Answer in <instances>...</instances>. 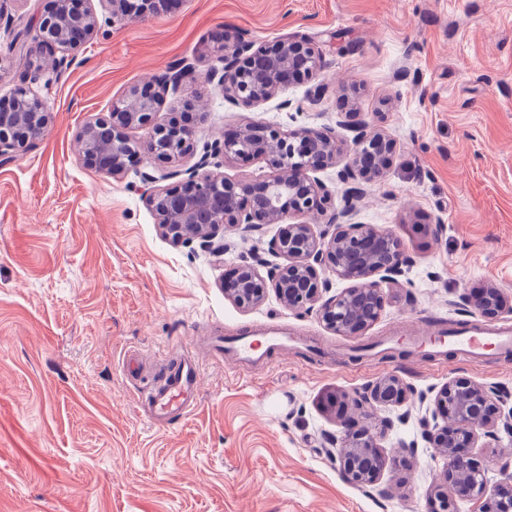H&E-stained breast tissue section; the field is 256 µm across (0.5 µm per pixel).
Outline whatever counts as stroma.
<instances>
[{
	"mask_svg": "<svg viewBox=\"0 0 512 512\" xmlns=\"http://www.w3.org/2000/svg\"><path fill=\"white\" fill-rule=\"evenodd\" d=\"M48 6L0 0L11 20L0 25V97L22 79L16 33ZM96 11L100 28L72 65L61 75L44 66L33 86L54 123L24 155L0 161V512H431L448 460L420 436L419 395L453 377L512 392V355L423 358L400 354L394 339L406 327L478 321L454 302L490 282L512 305V0H176L124 24L107 0ZM227 29L259 44L305 37L324 64L251 108L201 79L169 92L162 119L205 105L198 150L225 128L261 121L331 132L349 151L345 112L397 142L353 220L392 231L414 262L406 296L360 335H336L272 296L250 310L225 298L224 272L266 256L279 225L230 236L220 257L174 247L141 196L153 164L112 178L78 155L80 129L130 88L183 60L219 67L201 52ZM268 329L295 345L246 372L225 367L211 346ZM180 349L200 364L198 403L158 429L125 357L150 364ZM388 374L416 396L378 408L392 422L381 444L413 450L369 494L325 453V436L343 427L320 399ZM471 454L496 485L512 436Z\"/></svg>",
	"mask_w": 512,
	"mask_h": 512,
	"instance_id": "obj_1",
	"label": "stroma"
}]
</instances>
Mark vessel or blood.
I'll return each instance as SVG.
<instances>
[{
	"instance_id": "1",
	"label": "vessel or blood",
	"mask_w": 512,
	"mask_h": 512,
	"mask_svg": "<svg viewBox=\"0 0 512 512\" xmlns=\"http://www.w3.org/2000/svg\"><path fill=\"white\" fill-rule=\"evenodd\" d=\"M428 344H451L456 351L470 361L480 360L488 347L501 351L512 349V328L507 326L473 325L451 330L448 335L431 336ZM287 349L288 338L278 332H267L263 339L240 335L218 345V356L233 361H252L259 348ZM201 379V370L189 352H179L153 372V379L143 400L153 425L162 426L169 421L186 416L193 411Z\"/></svg>"
}]
</instances>
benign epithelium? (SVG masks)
Instances as JSON below:
<instances>
[{
  "mask_svg": "<svg viewBox=\"0 0 512 512\" xmlns=\"http://www.w3.org/2000/svg\"><path fill=\"white\" fill-rule=\"evenodd\" d=\"M112 5V21L124 23L160 12L133 10L130 0H106ZM98 30L94 0H52L48 14L34 28L33 42L39 57L52 58L56 71L67 69L70 55L77 52ZM223 63L201 74L197 65L182 61L151 82L147 91L136 87L112 104L105 118L86 123L76 144L84 163L96 171L117 176L127 169L128 160L138 156L154 165L183 162L196 154L195 129L190 125L168 127L159 118L160 98L167 88L177 89L199 76L216 83L228 102L251 107L274 96L287 84L311 77L321 68L322 53L303 37L288 36L271 46L258 45L225 30L207 48ZM54 112L47 101L30 87L20 85L5 105H0V158L22 155L30 143L53 123ZM144 126L153 129L141 146L127 131ZM110 127L119 139L112 148L100 145L99 130ZM356 132L355 148L344 151L335 136L313 129L284 131L267 123L247 122L212 143L198 161L187 169L167 172L161 177L141 175L143 200L154 214L161 234L175 246L198 247L214 256L224 255L228 244L223 233L248 234L266 224H279L287 217L299 221L281 228L270 246L272 256L285 263L258 258L237 266L224 283V295L248 310L274 294L287 309L313 314L323 326L341 336H356L380 317L389 299L385 289L405 288L402 277L412 263L401 240L391 232L352 221L353 196L342 208L330 209L329 193L315 173L338 168L344 182H376L397 151V144L383 130H367L360 120L351 125ZM241 157L266 162L269 173L257 183L234 182L221 171ZM179 178L159 186V179ZM329 268L350 285L329 295V281L320 270ZM387 288H382V285ZM462 310L471 308L496 319L512 315L502 303L501 288L488 284L478 294L460 296ZM413 390L398 375L382 377L349 394L333 391L323 408L341 418L344 434L338 448L329 440L328 456L339 461V472L347 482L370 493L380 486L386 468L400 454L411 451L403 445L397 452L381 447L380 440L392 426L389 420L373 422L381 406L402 405ZM507 395L493 387L467 378H453L443 384L432 400L433 408L418 420L423 439L434 444L448 458L444 488L438 490V512H453L454 497H468L478 503V512H512V474L488 488L481 463L466 449L476 447L480 437L496 438V430H512V408L506 410Z\"/></svg>",
  "mask_w": 512,
  "mask_h": 512,
  "instance_id": "7a95c632",
  "label": "benign epithelium"
}]
</instances>
